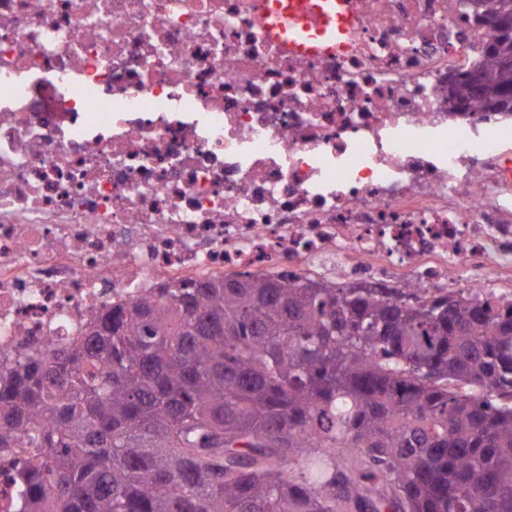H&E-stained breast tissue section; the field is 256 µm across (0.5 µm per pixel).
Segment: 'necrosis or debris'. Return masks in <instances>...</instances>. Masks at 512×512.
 <instances>
[{
  "instance_id": "obj_1",
  "label": "necrosis or debris",
  "mask_w": 512,
  "mask_h": 512,
  "mask_svg": "<svg viewBox=\"0 0 512 512\" xmlns=\"http://www.w3.org/2000/svg\"><path fill=\"white\" fill-rule=\"evenodd\" d=\"M359 10L300 56L256 0H0V367L177 279L512 301V122L448 109L485 25ZM35 454L0 453V512Z\"/></svg>"
}]
</instances>
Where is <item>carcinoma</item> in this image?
<instances>
[{
	"mask_svg": "<svg viewBox=\"0 0 512 512\" xmlns=\"http://www.w3.org/2000/svg\"><path fill=\"white\" fill-rule=\"evenodd\" d=\"M484 68L511 115L512 65ZM27 440L18 512H512V305L181 279L0 369V448Z\"/></svg>",
	"mask_w": 512,
	"mask_h": 512,
	"instance_id": "obj_1",
	"label": "carcinoma"
}]
</instances>
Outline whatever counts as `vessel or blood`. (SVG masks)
I'll use <instances>...</instances> for the list:
<instances>
[{
    "mask_svg": "<svg viewBox=\"0 0 512 512\" xmlns=\"http://www.w3.org/2000/svg\"><path fill=\"white\" fill-rule=\"evenodd\" d=\"M267 33L291 54L320 56L349 49L357 0H258Z\"/></svg>",
    "mask_w": 512,
    "mask_h": 512,
    "instance_id": "1",
    "label": "vessel or blood"
}]
</instances>
